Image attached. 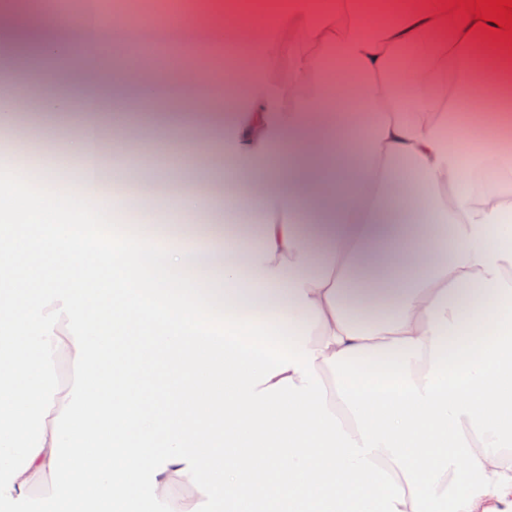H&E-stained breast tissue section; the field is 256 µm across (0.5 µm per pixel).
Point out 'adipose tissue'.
Listing matches in <instances>:
<instances>
[{
	"label": "adipose tissue",
	"instance_id": "adipose-tissue-1",
	"mask_svg": "<svg viewBox=\"0 0 512 512\" xmlns=\"http://www.w3.org/2000/svg\"><path fill=\"white\" fill-rule=\"evenodd\" d=\"M307 0L236 12V41L275 31L292 87L351 64L335 104L284 99L273 57L226 89L247 104L203 145L264 209L249 234L140 225L115 239L93 138L56 140L83 184L0 177V503L65 476L78 512H122L175 480L224 512H492L512 498V43L443 8ZM316 216L296 224L295 213ZM110 340L98 344V337ZM77 370L44 388L50 356ZM163 364L165 412L131 396ZM204 394L197 439L184 404ZM223 478L214 481L213 469Z\"/></svg>",
	"mask_w": 512,
	"mask_h": 512
}]
</instances>
